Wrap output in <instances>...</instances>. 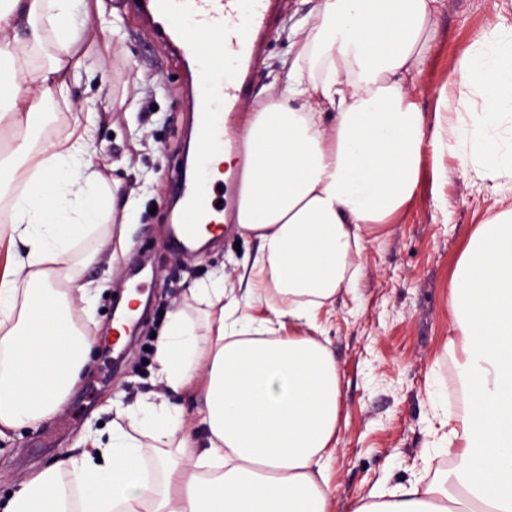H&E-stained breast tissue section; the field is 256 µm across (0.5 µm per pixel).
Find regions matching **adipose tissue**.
Segmentation results:
<instances>
[{"label":"adipose tissue","mask_w":512,"mask_h":512,"mask_svg":"<svg viewBox=\"0 0 512 512\" xmlns=\"http://www.w3.org/2000/svg\"><path fill=\"white\" fill-rule=\"evenodd\" d=\"M443 0H318L285 87L244 113L248 154L236 211L259 253L243 293L191 286L156 343L163 392L117 406L80 454L23 477L0 512H329L341 379L327 344L274 335L315 325L359 276L374 232L412 204L425 147L480 181L512 184V25L474 37L437 97L447 138L427 137L415 98ZM88 0H0V438L37 427L73 388L94 338L95 304L75 248L127 224L119 181L82 156L95 116L39 136L46 94L77 79L87 52L70 24ZM265 305L256 318L245 306ZM449 304L464 387L440 415L455 459L444 480L375 490L354 512H512V209L479 224L452 273ZM202 401L193 420L167 400ZM78 490L68 505L63 475Z\"/></svg>","instance_id":"ef3b65f1"}]
</instances>
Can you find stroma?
Wrapping results in <instances>:
<instances>
[{
    "instance_id": "1",
    "label": "stroma",
    "mask_w": 512,
    "mask_h": 512,
    "mask_svg": "<svg viewBox=\"0 0 512 512\" xmlns=\"http://www.w3.org/2000/svg\"><path fill=\"white\" fill-rule=\"evenodd\" d=\"M316 4L278 0V22L254 70L245 109L258 108L272 89L284 86L298 52L294 34ZM500 21L512 24V0H444L434 57L419 79L417 102L427 130L437 126V93L449 72L474 36ZM77 25L89 53L80 79L67 92H53L47 109L55 118L46 131L62 130L79 105L110 97L113 107L100 113L84 159L119 180L132 217L122 249L100 248L95 236L76 249L80 256L99 253L82 275L98 294L94 319L77 320L95 336L90 361L55 416L37 429L0 438V501L16 490L22 473L80 453L81 437L114 419L111 402L127 405L160 391L154 333L192 284L220 273L227 287H239L258 252L257 240L240 237L233 224L205 250L173 247L170 185L187 159L193 117L185 94L188 72L143 26L132 0H100ZM439 199L445 208H436ZM508 207L512 190H488L448 154L424 151L411 207L356 259L357 289L322 308L317 330L296 327V334L327 341L341 375L329 512H352L373 487L428 482L447 471L435 431L447 396L445 376L458 359L446 348L453 333L451 275L476 225ZM131 286L148 303L138 335L127 348L106 347L103 339L113 333L110 309Z\"/></svg>"
}]
</instances>
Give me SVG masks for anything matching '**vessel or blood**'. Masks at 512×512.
Listing matches in <instances>:
<instances>
[{"label":"vessel or blood","instance_id":"obj_1","mask_svg":"<svg viewBox=\"0 0 512 512\" xmlns=\"http://www.w3.org/2000/svg\"><path fill=\"white\" fill-rule=\"evenodd\" d=\"M136 6L154 37L192 68L189 92L200 154H235L236 144L224 137V115L235 111L248 92L275 21L273 0H136ZM200 31L222 38L223 49L207 51L196 38ZM237 178L231 167L221 185H214L204 163L192 175L176 177L183 199L176 216L177 247L193 241L200 225H213L215 213L234 212Z\"/></svg>","mask_w":512,"mask_h":512}]
</instances>
